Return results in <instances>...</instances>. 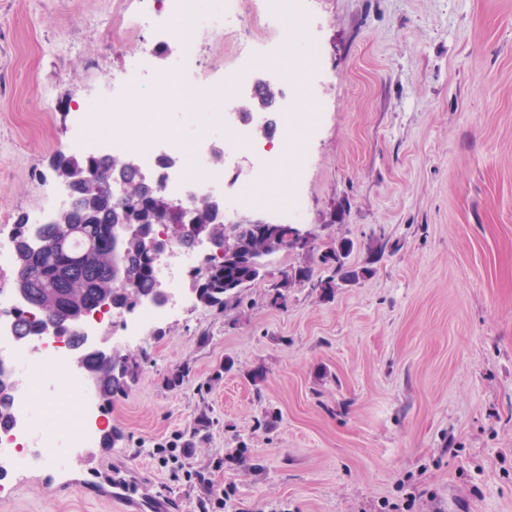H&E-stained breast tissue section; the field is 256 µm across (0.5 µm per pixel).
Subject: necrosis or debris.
<instances>
[{
	"instance_id": "obj_1",
	"label": "necrosis or debris",
	"mask_w": 512,
	"mask_h": 512,
	"mask_svg": "<svg viewBox=\"0 0 512 512\" xmlns=\"http://www.w3.org/2000/svg\"><path fill=\"white\" fill-rule=\"evenodd\" d=\"M268 2V9L261 11L250 8L249 0H224L215 24L216 32L228 36L231 41L233 64L224 70L209 62L184 36L186 28L194 25L197 17L195 0H166L165 16L161 19L149 11L139 12L133 20L137 28L161 31L155 49L130 58L113 76L111 93L98 99L99 111L74 113L71 150L96 157L135 154L140 168L161 180L166 192L176 199L187 200L222 190L228 160L213 151L209 132L201 130L196 134L193 165L178 166L173 159L183 152V133L179 127L162 123L152 112H129L120 121L108 112L107 107L149 90L184 108L193 99L207 94L209 75L220 72L224 75L225 86L232 89L225 98L228 112L235 115L240 129H249L259 122L260 117L254 112L240 111L238 96L256 82L262 58L258 45L293 27L310 30L317 23L314 13L300 8V0ZM173 41L180 46L178 67L162 71L154 69L155 51L167 49ZM275 76L282 99H291L300 90L311 97L319 94L321 71L317 64L304 60L293 65L283 60L277 65ZM242 145L252 157V175L239 187L231 203L239 207H257L262 203L260 189L277 172L283 157L248 139L243 140ZM206 260V254L190 255L178 245L163 255L156 272L160 286L169 292L170 300L164 307L145 304L133 319L125 322L123 343H140L149 326L160 321L166 310L176 309L184 303L185 297L177 289L178 282ZM16 307V301L9 297L6 288L1 287L0 359L22 374L16 387L15 419L9 426L0 428L1 470L43 463L45 449L61 443L33 419L29 399L32 382H39L44 388L54 381L72 385L77 415L71 433L62 442L66 447H94L101 430L92 391L86 383L75 385L71 382L68 365L73 359V348L69 339L38 336L31 344H16L12 336Z\"/></svg>"
}]
</instances>
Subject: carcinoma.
<instances>
[{
	"instance_id": "carcinoma-1",
	"label": "carcinoma",
	"mask_w": 512,
	"mask_h": 512,
	"mask_svg": "<svg viewBox=\"0 0 512 512\" xmlns=\"http://www.w3.org/2000/svg\"><path fill=\"white\" fill-rule=\"evenodd\" d=\"M52 167L59 178L72 184L79 197L76 210L58 213L61 224L82 225L85 241L94 244L105 239L107 225L114 223L116 210L104 187L113 174L127 187L130 204L124 219L131 227L154 224H179L180 214L173 208V197L165 192H152L139 180L136 168L123 165V159L112 156L80 157L58 153ZM195 224L208 233L222 247V256L205 265V272H191L190 282L198 302L206 307L227 309L239 295V290L260 277L262 265L250 258L265 257L277 252L263 235L250 225H228L205 198L194 203ZM15 267L20 279L16 286L24 288L31 299L29 307L37 310L42 319L32 323L19 318L14 331L18 339L45 334L47 323L54 330L69 335L70 342L81 357V367L98 374L96 394L103 405L123 395L134 379L137 360L120 354L112 360L103 359L99 352L89 351L82 339L75 337V320L104 302L114 309H134L153 300L157 288L155 267L146 261L143 241L133 236L126 240L121 265L126 272L129 287L113 288L109 269L112 257L105 251L93 249L84 254L67 244H60L51 229H46L44 241H37L26 219L15 224L13 235ZM352 250L349 242H339L321 255V262L333 267L334 276L318 281L316 287L326 292L335 287V279L348 281L359 277V272L345 267L344 258ZM14 385L0 363V427L10 424L14 417Z\"/></svg>"
}]
</instances>
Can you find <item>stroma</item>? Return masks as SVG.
<instances>
[{"mask_svg": "<svg viewBox=\"0 0 512 512\" xmlns=\"http://www.w3.org/2000/svg\"><path fill=\"white\" fill-rule=\"evenodd\" d=\"M140 7L0 0V242L19 218L55 211L51 160L71 135L59 92L105 93L153 47V32L125 30ZM312 7L316 32L286 49L322 69L321 101L294 104L317 130L272 181L286 187L301 169L297 227L313 252L266 257L240 309L192 302L126 347L137 376L99 412L122 439L88 465L9 472L0 512H123L117 476L169 512H195L206 493L228 494L223 512H512V0ZM208 97L198 112L151 102L182 124L188 164L197 129L238 139L214 119L223 87ZM344 240L346 267L365 275L328 294L320 258ZM300 266L311 281L272 304ZM203 412L208 437L163 462L157 447ZM185 466L206 472L209 492Z\"/></svg>", "mask_w": 512, "mask_h": 512, "instance_id": "obj_1", "label": "stroma"}]
</instances>
